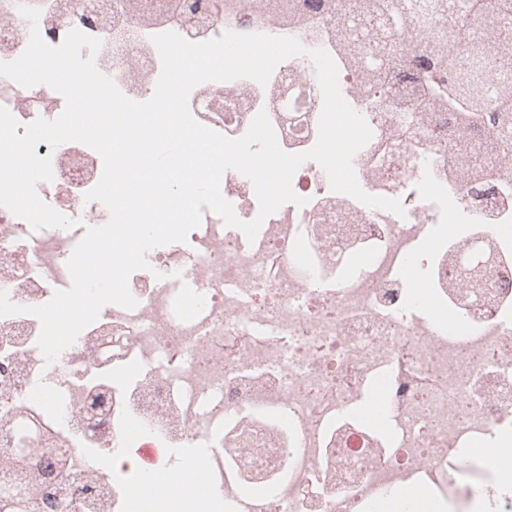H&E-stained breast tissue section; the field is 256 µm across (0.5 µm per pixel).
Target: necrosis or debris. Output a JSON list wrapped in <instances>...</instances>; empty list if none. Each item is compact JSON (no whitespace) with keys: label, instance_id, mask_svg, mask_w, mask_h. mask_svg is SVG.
I'll return each mask as SVG.
<instances>
[{"label":"necrosis or debris","instance_id":"4bbe7bcc","mask_svg":"<svg viewBox=\"0 0 512 512\" xmlns=\"http://www.w3.org/2000/svg\"><path fill=\"white\" fill-rule=\"evenodd\" d=\"M186 0H139L138 16L113 6L112 20L92 29L102 45L94 61L136 101L152 97L161 74L153 35L172 31L202 42L228 31L290 36L336 52L337 17L304 13L305 0H261L239 12L225 0L223 18L189 14ZM57 0H0V62L19 57L31 28L49 45L79 17L51 29ZM37 8V24L21 6ZM339 87L372 137L353 158L371 194L399 199L403 215L359 205L333 210L337 194L323 168L305 162L292 178L305 205H282L255 239L242 237L211 211L186 242L148 259L130 275L134 308L111 305L53 362L37 345L39 320L25 309L64 288L76 229H33L0 207V291L24 311L0 316V447L29 436L21 408L44 410L71 475L91 476L112 491L103 507L82 502L43 512H129L133 437L164 454L185 455L194 487L159 485L161 501L200 498L220 486L224 512H374L383 493L411 480L433 512H512V199L490 196L476 208L464 182H451L455 157L448 124L434 113L427 127L402 125L394 110L366 106L358 77L338 70ZM0 107L20 125L55 120L61 94L0 76ZM201 124L242 137L259 112L270 116L280 147L312 148L323 97L312 61L284 60L267 85L241 78L205 82L189 95ZM52 181L36 192L51 207L70 191L65 216L83 225L109 220L105 205L85 195L103 161L85 144L39 143ZM221 192L244 221L259 204L252 182L229 170ZM445 200L436 208L435 199ZM437 224L458 225L434 237ZM432 248L410 254L424 239ZM496 251L487 270L498 300L459 312L442 287L479 246ZM191 269L194 291L176 279ZM424 272V288L410 284ZM462 315L464 335L447 321ZM486 449L483 457L471 456Z\"/></svg>","mask_w":512,"mask_h":512}]
</instances>
